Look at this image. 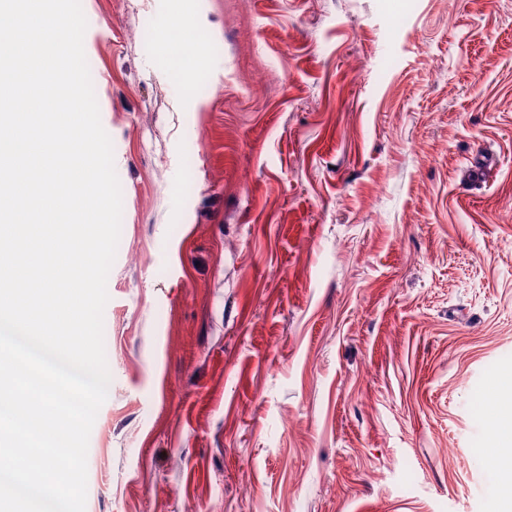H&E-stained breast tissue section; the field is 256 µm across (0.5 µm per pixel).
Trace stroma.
I'll list each match as a JSON object with an SVG mask.
<instances>
[{
  "label": "stroma",
  "instance_id": "stroma-1",
  "mask_svg": "<svg viewBox=\"0 0 512 512\" xmlns=\"http://www.w3.org/2000/svg\"><path fill=\"white\" fill-rule=\"evenodd\" d=\"M81 5L123 203L86 512H502L512 0Z\"/></svg>",
  "mask_w": 512,
  "mask_h": 512
}]
</instances>
